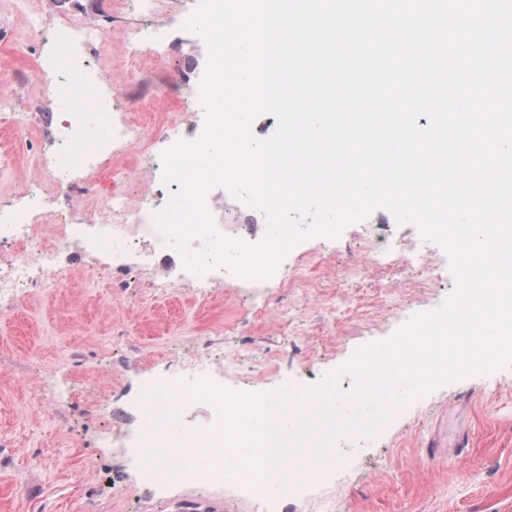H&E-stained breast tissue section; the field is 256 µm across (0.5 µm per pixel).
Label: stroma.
<instances>
[{
	"mask_svg": "<svg viewBox=\"0 0 512 512\" xmlns=\"http://www.w3.org/2000/svg\"><path fill=\"white\" fill-rule=\"evenodd\" d=\"M27 10L9 14L12 41H0V82L18 69L34 70ZM179 65L167 66L160 87L151 68L130 84L129 105L159 97L166 111L179 84ZM31 166L24 141L0 120V206L16 200ZM109 245L65 257L63 291L19 298L0 311V512H255L250 500H227L223 486L200 493L171 486L155 498L130 500L114 481L138 486L136 462L112 447L113 431H136L132 399L151 378L178 369L195 354L200 336L216 321L217 307L162 293L153 281L171 277L161 263L151 274L113 266ZM125 276L130 286L113 298L107 284ZM307 297L284 288H246L233 330L214 337L210 353L242 350L241 373L269 393L293 383L311 387L338 372L355 350L390 338L398 323L371 326L354 318L327 324V293L319 269L309 271ZM294 319L295 336L282 338L256 319L261 307ZM344 459L305 496L288 500L287 512H512V365L447 383L400 410L369 447L341 441Z\"/></svg>",
	"mask_w": 512,
	"mask_h": 512,
	"instance_id": "obj_1",
	"label": "stroma"
}]
</instances>
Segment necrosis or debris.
<instances>
[{
  "label": "necrosis or debris",
  "instance_id": "necrosis-or-debris-1",
  "mask_svg": "<svg viewBox=\"0 0 512 512\" xmlns=\"http://www.w3.org/2000/svg\"><path fill=\"white\" fill-rule=\"evenodd\" d=\"M114 7L133 11L136 21L114 29L94 0H52L50 22L30 26L39 68L36 76H24L20 84L37 85L43 100L51 101L77 74L96 83L97 91L89 111L50 112L49 147L35 153V168L25 176L17 203L0 208V244L10 248L9 253L0 257V302L13 301L24 291L63 288L66 273L61 257L83 253L84 246L82 239L72 232L70 212L50 209V194L61 184L68 185L72 193H82L86 182L108 165L120 186L107 193L98 205L85 208L83 222L96 227L101 238L111 242L116 255L137 257L143 265H153L176 253L175 248L162 243L152 227L151 216L164 208L170 187L164 178L163 153L177 142L196 140L206 125L200 89L207 59L198 52L203 40L192 32L176 45L166 30L155 24V16L164 9L177 25H184L189 12L183 8L182 0H115ZM58 42L71 48L69 70H61L51 52L52 45ZM175 52L181 56L182 93L179 102L166 114L167 136L152 140L147 136L149 104H142L140 111H129L124 82L110 79L109 74L148 59L160 77L166 57ZM17 85L0 84V106L10 103ZM98 123L109 129L108 138L92 136L91 130ZM64 154L74 157V164L59 165L57 159ZM206 205L214 223L237 225L235 239L250 246L260 243L254 229L259 216L246 213L244 202L226 188L210 189ZM444 260L442 250L430 242L406 249L382 232L380 226L366 225L357 246L350 248L344 266L332 268L328 280L359 277L373 266H398L408 270L411 277L387 282L381 303L372 314H365L353 304L351 295L343 292L328 295L329 310L358 317L366 315L374 322L404 320L410 310L411 278L435 284ZM204 278L228 290L277 286L299 289L307 283L306 269L301 265L281 279L246 278L225 266L209 268ZM241 357L235 348L225 350L223 359L218 361L196 356L184 363L180 375L167 376L166 382L193 384L213 375L235 378L239 375Z\"/></svg>",
  "mask_w": 512,
  "mask_h": 512
}]
</instances>
